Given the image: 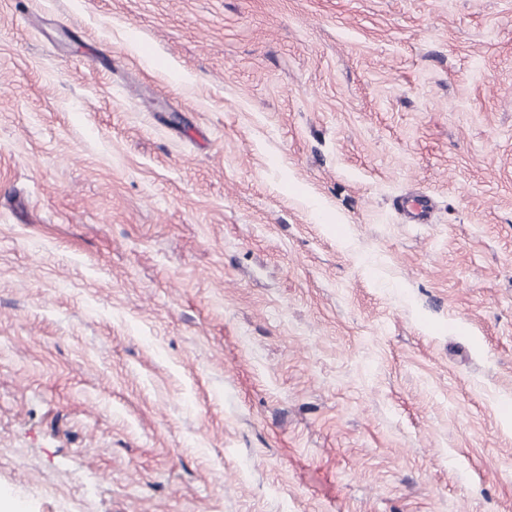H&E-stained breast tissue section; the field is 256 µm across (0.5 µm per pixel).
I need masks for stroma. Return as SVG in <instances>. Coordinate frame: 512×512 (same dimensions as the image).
<instances>
[{
  "mask_svg": "<svg viewBox=\"0 0 512 512\" xmlns=\"http://www.w3.org/2000/svg\"><path fill=\"white\" fill-rule=\"evenodd\" d=\"M510 402L512 0H0V512H512Z\"/></svg>",
  "mask_w": 512,
  "mask_h": 512,
  "instance_id": "obj_1",
  "label": "stroma"
}]
</instances>
